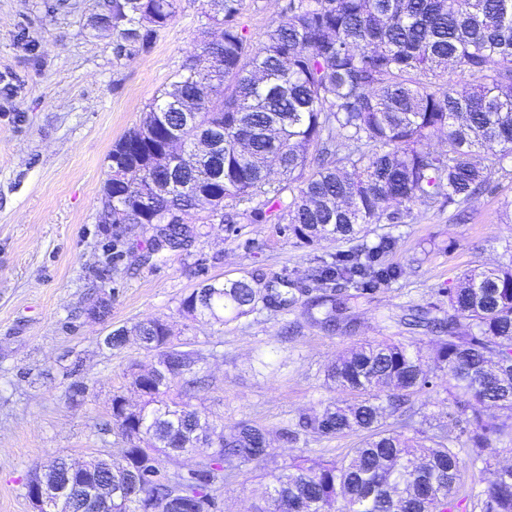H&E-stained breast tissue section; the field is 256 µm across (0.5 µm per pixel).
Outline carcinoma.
I'll return each mask as SVG.
<instances>
[{"label": "carcinoma", "mask_w": 512, "mask_h": 512, "mask_svg": "<svg viewBox=\"0 0 512 512\" xmlns=\"http://www.w3.org/2000/svg\"><path fill=\"white\" fill-rule=\"evenodd\" d=\"M115 59L147 51L176 15L178 0H104ZM241 0H207L206 23L178 80L155 97L139 124L108 156L106 224H156L159 240L189 244V225L204 220L196 197L223 223L277 220L307 244L350 241L372 224H400L417 205L466 208L496 173L512 179V0H289L288 19L272 23L258 44L240 21ZM195 113L186 125L183 106ZM220 136L208 162L172 170L158 153L170 131ZM445 137L446 147L432 140ZM256 202L242 212L241 203ZM398 271L373 248L317 268L307 288H257L253 279L213 280L184 297L191 320L229 323L259 306L297 309L310 327L354 337L357 308ZM448 310L412 306L401 322L430 336L448 402L462 418L458 437L439 418L428 427L390 420L411 410L432 382L422 348L365 340L340 355L327 383L351 396L304 413L298 427L333 439L365 436L338 460L300 457L265 476L254 512H459L466 485L481 486L480 512H512V465L493 442L512 439V259L473 267L447 292ZM133 329L158 352L157 371L131 372L145 414L112 399V421L128 446L120 465L140 475L139 501L172 512L166 475L145 467L142 448H194L204 411L181 400L199 387L186 372L194 352L176 349L168 324ZM216 449L193 468L181 492L215 512L224 467L260 464L270 432L243 421L230 436L209 425ZM94 512H137L112 497Z\"/></svg>", "instance_id": "1"}]
</instances>
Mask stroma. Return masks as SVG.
Instances as JSON below:
<instances>
[{
  "label": "stroma",
  "instance_id": "stroma-1",
  "mask_svg": "<svg viewBox=\"0 0 512 512\" xmlns=\"http://www.w3.org/2000/svg\"><path fill=\"white\" fill-rule=\"evenodd\" d=\"M288 0H242L252 42L282 20ZM103 0H0V512H32L31 477L55 456L76 461L125 447L112 423V398L133 406V364L150 367L154 353L136 337L108 348L113 330L160 318L172 343L195 351L207 379L191 400L225 433L250 420L271 431L269 457L224 480L221 512H251L262 473L306 456L340 458L355 434L332 440L288 438L301 414L337 399L327 367L352 344L301 326L297 315L261 309L222 324L192 321L181 300L207 280L253 277L259 284L292 281L350 251L347 243L306 245L287 224H198L188 249L153 251V224L102 221L103 186L113 144L139 124L192 52L204 0H179L178 12L151 48L116 60L113 36L96 22ZM512 181L492 175L491 189L453 210L414 207L401 224H376L368 245L393 240L386 263L401 274L361 303L362 339L393 336L419 342L402 326L403 310L443 304V292L470 267L512 259V219L503 212ZM110 298L106 321L86 312L96 293ZM86 391L70 401L73 383Z\"/></svg>",
  "mask_w": 512,
  "mask_h": 512
}]
</instances>
